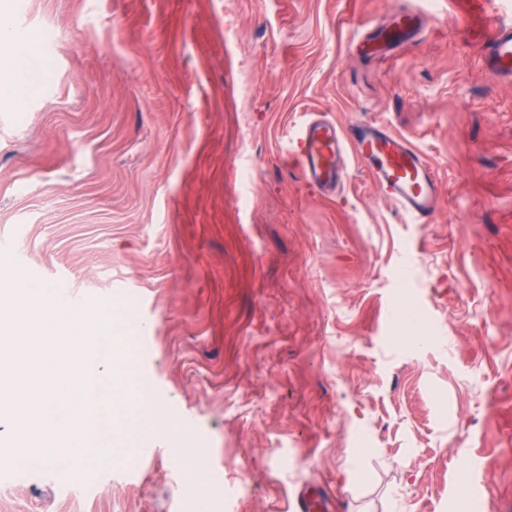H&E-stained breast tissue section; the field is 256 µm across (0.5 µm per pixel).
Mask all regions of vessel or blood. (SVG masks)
<instances>
[{
    "label": "vessel or blood",
    "instance_id": "1",
    "mask_svg": "<svg viewBox=\"0 0 512 512\" xmlns=\"http://www.w3.org/2000/svg\"><path fill=\"white\" fill-rule=\"evenodd\" d=\"M489 72L512 78V22L495 15L483 21ZM424 27L419 12L392 13L389 22L357 39L356 51L387 54L414 37ZM301 171L305 179L324 194L334 193L348 175V159L366 168L386 197L414 221H422L439 202L437 175L423 154L403 135L372 123L343 130L334 121L314 116L294 134ZM297 512H330L329 495L305 491L296 501Z\"/></svg>",
    "mask_w": 512,
    "mask_h": 512
}]
</instances>
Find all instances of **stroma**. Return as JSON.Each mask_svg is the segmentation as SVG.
Returning <instances> with one entry per match:
<instances>
[{
  "label": "stroma",
  "instance_id": "1",
  "mask_svg": "<svg viewBox=\"0 0 512 512\" xmlns=\"http://www.w3.org/2000/svg\"><path fill=\"white\" fill-rule=\"evenodd\" d=\"M453 2L13 0L1 31L56 39L0 110V253L123 362L110 449L0 479V512H295L308 485L333 512H512V81ZM414 6L422 38L355 54ZM310 113L404 134L435 212L354 162L309 186Z\"/></svg>",
  "mask_w": 512,
  "mask_h": 512
}]
</instances>
